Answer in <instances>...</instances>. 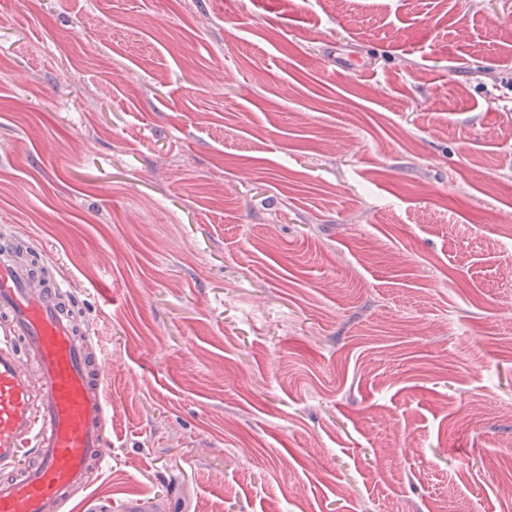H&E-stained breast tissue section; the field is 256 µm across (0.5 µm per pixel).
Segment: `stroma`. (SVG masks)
<instances>
[{
    "label": "stroma",
    "instance_id": "35a3bbf8",
    "mask_svg": "<svg viewBox=\"0 0 512 512\" xmlns=\"http://www.w3.org/2000/svg\"><path fill=\"white\" fill-rule=\"evenodd\" d=\"M0 238L92 512H512V0H0Z\"/></svg>",
    "mask_w": 512,
    "mask_h": 512
}]
</instances>
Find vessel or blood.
Masks as SVG:
<instances>
[{
    "label": "vessel or blood",
    "instance_id": "obj_1",
    "mask_svg": "<svg viewBox=\"0 0 512 512\" xmlns=\"http://www.w3.org/2000/svg\"><path fill=\"white\" fill-rule=\"evenodd\" d=\"M107 372L60 285L0 248V467L10 470L0 476V512H64L88 471L107 464ZM21 456L27 465L13 470Z\"/></svg>",
    "mask_w": 512,
    "mask_h": 512
}]
</instances>
